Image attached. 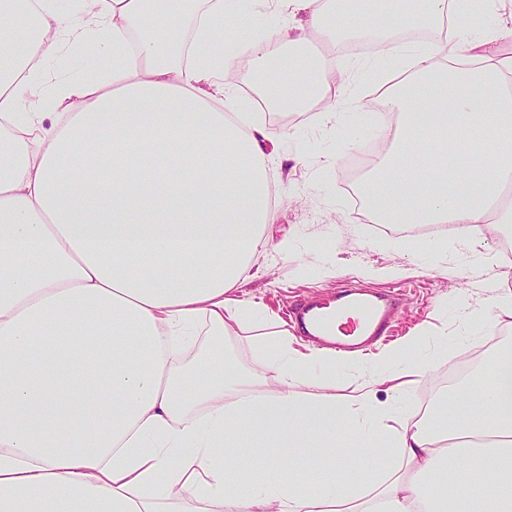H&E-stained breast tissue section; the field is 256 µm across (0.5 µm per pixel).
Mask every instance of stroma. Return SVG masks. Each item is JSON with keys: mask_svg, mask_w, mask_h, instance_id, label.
I'll use <instances>...</instances> for the list:
<instances>
[{"mask_svg": "<svg viewBox=\"0 0 512 512\" xmlns=\"http://www.w3.org/2000/svg\"><path fill=\"white\" fill-rule=\"evenodd\" d=\"M111 64L90 41L61 49L50 71L56 76L74 71L88 75ZM389 67V62L374 58L362 75H350L347 98L337 103L335 121L322 122L315 105L271 115L272 131H286L290 137L269 169L271 185L283 204L276 207L265 234L275 243L287 241L288 249L263 265L248 291L254 301L283 317L300 300L329 298L344 288L395 295L399 309L390 341H399L425 324L436 335L430 348L434 365L414 387L407 415H417L426 404L431 411L457 416L463 414V406L445 404L436 386L448 374L449 359L459 355V337L476 335L475 347L487 357L512 347V324H499L494 338L485 335L487 299L492 289L506 291L507 278L497 264L471 267V251L497 248L495 236L481 228H474L472 240L463 248L447 228L405 236L388 224L365 223L354 210L346 162L361 143L348 134L369 123L373 87ZM356 100L363 102V109L353 108ZM363 266L376 270V277L356 275V268ZM462 289L471 293L466 317L456 305Z\"/></svg>", "mask_w": 512, "mask_h": 512, "instance_id": "1", "label": "stroma"}]
</instances>
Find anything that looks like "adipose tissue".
Wrapping results in <instances>:
<instances>
[{
  "mask_svg": "<svg viewBox=\"0 0 512 512\" xmlns=\"http://www.w3.org/2000/svg\"><path fill=\"white\" fill-rule=\"evenodd\" d=\"M276 3L239 0L256 35L241 44L224 35V0H0V512H512L503 357L476 412L413 421L397 404L425 372L409 359L429 328L366 359L367 381L343 395L318 373L335 352L295 349L243 296L273 248L282 137L268 116L324 94L305 31L333 44L380 15L456 17L454 40L413 52L372 115L391 148L357 186L370 224H512V201H491L512 179V55L468 28V0ZM88 36L111 68L50 79L60 45ZM238 53L269 77L250 104L224 83ZM103 149L108 173L72 174L73 157ZM228 336L263 375L225 361ZM201 341L209 356L188 359ZM204 367L214 380L185 392ZM245 437L278 478H249ZM310 448L340 476L287 477ZM235 349L236 356L232 357L234 367L236 370L244 373H261L263 367L257 360L250 344L245 340H240L236 337H228L224 339V358L227 346Z\"/></svg>",
  "mask_w": 512,
  "mask_h": 512,
  "instance_id": "adipose-tissue-1",
  "label": "adipose tissue"
}]
</instances>
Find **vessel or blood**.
I'll list each match as a JSON object with an SVG mask.
<instances>
[{
  "label": "vessel or blood",
  "mask_w": 512,
  "mask_h": 512,
  "mask_svg": "<svg viewBox=\"0 0 512 512\" xmlns=\"http://www.w3.org/2000/svg\"><path fill=\"white\" fill-rule=\"evenodd\" d=\"M339 307L349 309L344 323H336L334 312L318 303H300L295 318L303 334L338 350L356 349L392 328V307L360 293H347L337 299Z\"/></svg>",
  "instance_id": "b4317fda"
}]
</instances>
